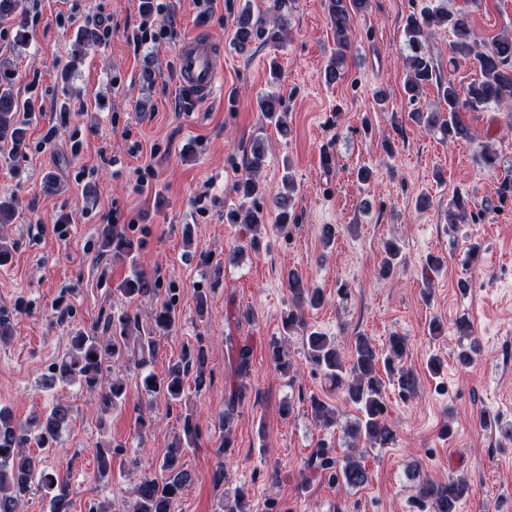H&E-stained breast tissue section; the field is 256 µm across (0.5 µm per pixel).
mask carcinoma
<instances>
[{"label": "carcinoma", "instance_id": "obj_1", "mask_svg": "<svg viewBox=\"0 0 512 512\" xmlns=\"http://www.w3.org/2000/svg\"><path fill=\"white\" fill-rule=\"evenodd\" d=\"M327 18L334 31L336 48L323 71L327 83H334L343 77L342 66L347 50L350 49L351 20L353 14L369 7V0H325ZM446 26L454 35L453 54L472 56L476 63L478 77L466 89L458 88L454 82H440L433 59L426 50L427 37L434 27ZM405 36L408 48L407 66L409 75L404 92L409 101L419 98L424 85L433 81L440 83L445 111L413 112L414 120L425 129H438L449 140L467 139L470 129L462 120L461 108L476 109L489 103L512 105V39L502 37L490 47L477 51L472 43L470 20L466 13H453L444 6L425 8L407 18ZM279 39V33L269 28L265 21L252 20L250 12L243 13L238 20L234 44L240 51L250 48L251 43L262 40L272 43ZM20 110L18 100L11 89V80L0 79V141L8 140L12 149L20 151L26 142V129L15 121L14 113ZM259 110L265 118L282 127L283 118L280 102L273 94L259 101ZM265 162V152L258 142L251 145L250 173L239 179L235 193L239 203L225 212V220L247 225L251 237L248 246L259 249V227L266 223L263 207L264 186L256 178ZM471 214V205L462 195H455L448 206V219L452 223H463ZM102 248L118 259L134 260L135 242L125 235L124 228L107 224L100 229ZM386 256L380 273L389 275L400 256V248L393 242L385 247ZM288 291L292 308L283 318V331L290 334L305 329V323L298 310L307 305L317 307L322 303L320 289L304 284L298 275L288 277ZM120 292L129 299L154 295L158 292L156 283L143 274L136 273L125 280ZM175 297L170 296L158 308L153 319V330L170 332L176 323ZM71 350L60 361L50 367V382L57 380L65 384H77L89 391L102 390V401L114 405L123 398L124 386L121 380L106 381L105 364L124 358V353L114 336L89 335L82 330L75 331L70 339ZM307 359L320 370L336 389L342 391L344 401L359 411L351 435L354 439H365L373 446L385 447L393 443L394 430L387 421V405L384 402L386 384L396 387L404 397L415 392L416 380L413 372L401 365L407 354V340L394 334L386 346L379 349L369 337L360 335L351 347L349 360H344L340 350L329 337L311 331L306 336ZM207 354L203 346L182 352L165 377L149 374L143 378L145 392L162 396L168 402H179L185 391V376L195 373V383L202 386L206 375ZM251 350L242 345L235 353V372L244 377L249 372ZM243 398V387L237 386L227 398L224 409V447H231V421L236 406ZM311 408L316 419L323 425L334 423V411L317 398L311 399ZM71 407L58 401L53 404L45 418L31 423H17L11 413L0 408V512H18L20 501L33 485H38L48 498L49 512H69L71 506L69 485L43 469L40 457L29 455L26 449L35 446L49 454L55 451L62 429L67 425ZM314 466L328 474L329 481L343 483L350 487H362L368 483L369 472L351 452L339 461L328 455V450H318ZM161 475L146 476L134 490L136 499L129 512H176V504L182 490L192 480L191 474L180 466L177 455L170 453L158 463ZM417 492L413 498L415 512H458L459 503L467 499L472 485L463 474L450 476L444 482L431 480L416 471Z\"/></svg>", "mask_w": 512, "mask_h": 512}]
</instances>
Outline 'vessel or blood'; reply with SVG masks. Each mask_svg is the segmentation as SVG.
I'll return each mask as SVG.
<instances>
[{
  "label": "vessel or blood",
  "mask_w": 512,
  "mask_h": 512,
  "mask_svg": "<svg viewBox=\"0 0 512 512\" xmlns=\"http://www.w3.org/2000/svg\"><path fill=\"white\" fill-rule=\"evenodd\" d=\"M223 61L222 48L200 34L184 38L176 54L180 84L196 101L209 100L217 89Z\"/></svg>",
  "instance_id": "1"
}]
</instances>
